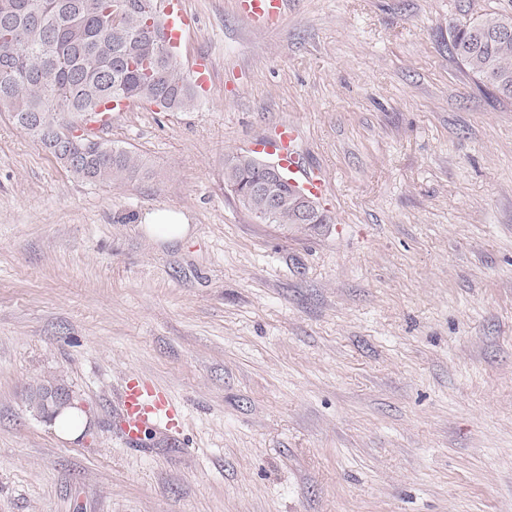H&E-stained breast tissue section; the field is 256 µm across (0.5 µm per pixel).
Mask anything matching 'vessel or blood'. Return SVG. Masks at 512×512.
Listing matches in <instances>:
<instances>
[{
  "label": "vessel or blood",
  "mask_w": 512,
  "mask_h": 512,
  "mask_svg": "<svg viewBox=\"0 0 512 512\" xmlns=\"http://www.w3.org/2000/svg\"><path fill=\"white\" fill-rule=\"evenodd\" d=\"M240 5L253 26L266 28L282 19L287 0H240ZM164 13L172 42L180 43L193 26L192 16L186 13L181 0H165ZM263 149L285 171L290 184L303 194L315 199L325 195L323 176L303 164L299 134L293 125L281 126L274 139L264 142ZM120 420L124 437L132 445L139 444L150 430L171 434L182 429L175 402L166 392L137 375L127 376L124 381Z\"/></svg>",
  "instance_id": "obj_1"
}]
</instances>
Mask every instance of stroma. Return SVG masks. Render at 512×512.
I'll list each match as a JSON object with an SVG mask.
<instances>
[{
	"label": "stroma",
	"mask_w": 512,
	"mask_h": 512,
	"mask_svg": "<svg viewBox=\"0 0 512 512\" xmlns=\"http://www.w3.org/2000/svg\"><path fill=\"white\" fill-rule=\"evenodd\" d=\"M185 7L180 61L213 84L113 111L137 179L74 178L0 113V512H512V100L448 49L512 0H288L270 30ZM283 123L330 223L262 224L224 188ZM163 208L186 238L147 236ZM130 373L180 435L126 443ZM143 224L149 236L166 242L182 240L189 230L185 216L169 208L146 213ZM86 425V415L76 406H71L54 417V428L66 439H75L80 436Z\"/></svg>",
	"instance_id": "1"
}]
</instances>
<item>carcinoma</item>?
I'll use <instances>...</instances> for the list:
<instances>
[{
	"label": "carcinoma",
	"mask_w": 512,
	"mask_h": 512,
	"mask_svg": "<svg viewBox=\"0 0 512 512\" xmlns=\"http://www.w3.org/2000/svg\"><path fill=\"white\" fill-rule=\"evenodd\" d=\"M121 30L102 23L107 0H0V112L41 145L64 117L84 118L102 103L131 99L163 112L194 107L197 96L178 60L162 54L153 33L164 30L158 0H130ZM512 14L485 13L449 32L450 50L477 86L512 99ZM75 149L50 154L71 175L98 184L133 180L143 165L133 152L90 130L74 137ZM265 172L240 153L224 156V184L250 214L264 205L250 186ZM280 207L273 223L300 224L288 181L276 184Z\"/></svg>",
	"instance_id": "1"
}]
</instances>
